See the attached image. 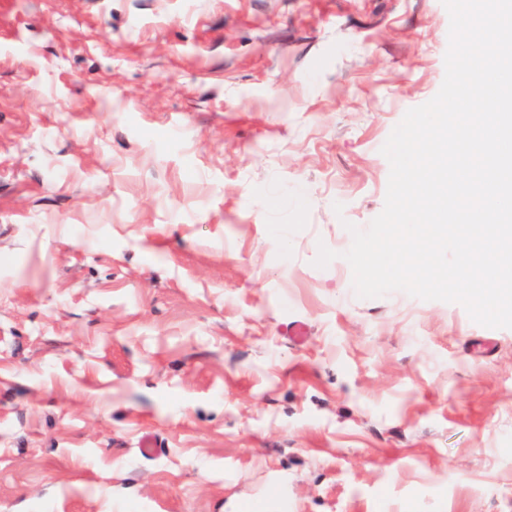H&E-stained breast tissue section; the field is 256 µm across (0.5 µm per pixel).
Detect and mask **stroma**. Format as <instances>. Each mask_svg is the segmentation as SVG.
<instances>
[{
	"instance_id": "1",
	"label": "stroma",
	"mask_w": 512,
	"mask_h": 512,
	"mask_svg": "<svg viewBox=\"0 0 512 512\" xmlns=\"http://www.w3.org/2000/svg\"><path fill=\"white\" fill-rule=\"evenodd\" d=\"M449 23L0 0V512H512V329L342 257Z\"/></svg>"
}]
</instances>
